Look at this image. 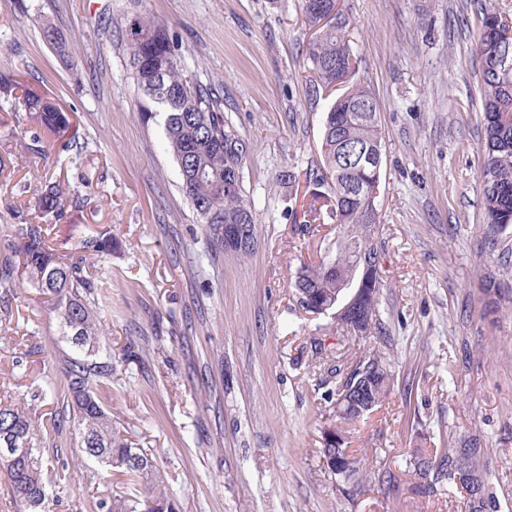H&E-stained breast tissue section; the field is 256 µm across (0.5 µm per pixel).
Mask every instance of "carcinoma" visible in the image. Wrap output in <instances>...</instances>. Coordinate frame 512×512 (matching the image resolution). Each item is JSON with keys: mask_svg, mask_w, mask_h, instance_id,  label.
<instances>
[{"mask_svg": "<svg viewBox=\"0 0 512 512\" xmlns=\"http://www.w3.org/2000/svg\"><path fill=\"white\" fill-rule=\"evenodd\" d=\"M337 0H321V10L302 0L305 23L314 29L308 43L309 82L317 90L330 93L347 85L336 96L323 119L319 150L323 171L319 184L324 191L315 195L313 220L297 228L303 244L316 238L323 251L319 262L301 263L291 279V295L303 310L311 313L336 294V284L351 279L362 285L356 307L362 315L363 334L353 330L350 320L338 324L356 338L380 333L385 323L380 310L383 280L378 239L382 229L378 210L371 208L369 193L381 190L384 139L378 120V105L369 87L348 84L357 59L335 22ZM512 25V17L488 7L480 15L477 41L481 60V90L484 96L483 132L485 152L481 165L484 223L501 231L512 225V48L498 39V30ZM125 47L134 79L143 95L165 114L166 147L175 158L182 190L203 224L207 242L224 247L222 226L228 222L247 224L250 244L234 250L245 257L256 247L257 237L252 208L242 181V164L247 145L224 123L219 97L189 74L167 30L151 18L135 15L125 26ZM0 93L4 102L13 103L26 113L30 122L33 154L44 152L45 145L63 151L76 140L78 128L71 113L41 86L13 73L0 74ZM349 150H367L376 162L354 164ZM62 189L56 181L45 179L36 190V206L44 217L62 215ZM332 224L349 237L354 248L338 253L321 234V226ZM4 236L19 242L21 270L10 260L0 263V289L13 288L17 274L25 276L32 288L45 297L55 316L60 335L70 345L74 357L65 371L64 393L76 419L78 444L89 459L111 468H120L147 480L161 478L155 461L139 448H133L112 426V414L103 405L98 389L112 383V354L99 355L103 325L94 294L98 280L83 265L84 255L112 253V236L105 232L82 237L76 250L79 259L55 252L48 242L46 224H6ZM490 311L512 313V285L489 281L485 289ZM365 394L378 408L393 383L391 364L377 352L347 355L346 347L336 350L328 374L334 387L326 398L333 404L335 433L323 437L321 454L328 470L336 477L339 489L353 499L363 489L371 471L365 460L345 445L342 434L347 427L365 419L348 404L347 390L364 373ZM60 432V420L49 417L43 427L33 424L27 412L12 404H0V470L15 502L24 512H45L42 443ZM466 465L489 476L480 439H459L439 455L413 454L409 470L428 492L444 488L455 490L454 476ZM499 504L490 481H485L475 501L463 502L461 512H498ZM99 512H154L149 501L128 499L115 503L102 500Z\"/></svg>", "mask_w": 512, "mask_h": 512, "instance_id": "carcinoma-1", "label": "carcinoma"}]
</instances>
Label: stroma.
<instances>
[{
	"label": "stroma",
	"instance_id": "1",
	"mask_svg": "<svg viewBox=\"0 0 512 512\" xmlns=\"http://www.w3.org/2000/svg\"><path fill=\"white\" fill-rule=\"evenodd\" d=\"M512 0H339L385 141L378 198L383 333L366 346L390 357L394 383L382 406L351 427L350 448L394 485L342 493L320 454L332 422L327 366L335 319L293 303L290 279L315 247L299 244L307 186L287 197L288 167L317 175L331 100L313 94L301 0H0V72L19 69L73 112L69 151L26 152L24 115L0 125V225L38 224L44 177L64 192L49 243L73 255L88 232L112 237L90 258L111 272L96 302L112 383L98 391L112 424L155 459L179 512H457L455 496L425 493L411 454L478 436L499 512H512V315H486L482 279H512V227L482 220L483 101L476 17ZM142 14L179 40L186 68L224 103L247 143L243 187L258 245L240 259L211 248L179 189L161 118L141 115L123 51L124 22ZM53 26L73 51L45 40ZM68 344L24 278L0 293V402L58 411L66 436L46 447V512H98L99 500L148 498L142 478L80 453L61 397L31 404L63 380ZM67 468L68 483L54 471Z\"/></svg>",
	"mask_w": 512,
	"mask_h": 512
}]
</instances>
